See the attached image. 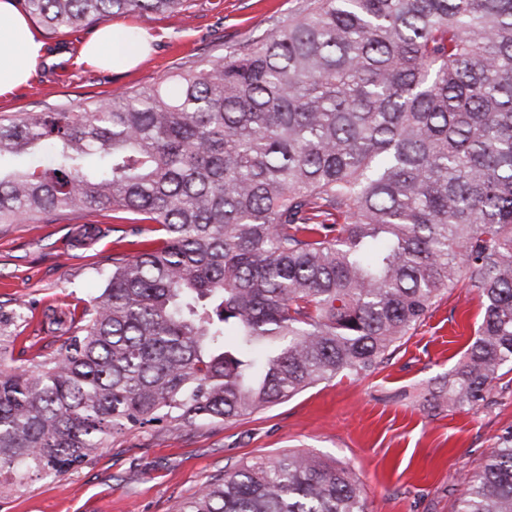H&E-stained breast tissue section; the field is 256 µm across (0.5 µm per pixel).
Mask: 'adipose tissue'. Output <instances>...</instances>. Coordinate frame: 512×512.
Wrapping results in <instances>:
<instances>
[{
  "label": "adipose tissue",
  "mask_w": 512,
  "mask_h": 512,
  "mask_svg": "<svg viewBox=\"0 0 512 512\" xmlns=\"http://www.w3.org/2000/svg\"><path fill=\"white\" fill-rule=\"evenodd\" d=\"M44 46L13 0H0V95L13 92L30 79ZM147 37L121 24H104L81 48L78 60L98 68L127 70L147 54Z\"/></svg>",
  "instance_id": "1"
}]
</instances>
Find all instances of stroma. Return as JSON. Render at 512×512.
<instances>
[{"label":"stroma","mask_w":512,"mask_h":512,"mask_svg":"<svg viewBox=\"0 0 512 512\" xmlns=\"http://www.w3.org/2000/svg\"><path fill=\"white\" fill-rule=\"evenodd\" d=\"M302 0H189L173 16L126 15L152 51L136 67L96 69L78 62L96 33L37 28L44 54L29 82L0 96V114L75 107L144 89L202 63L222 48L243 49L287 22ZM74 217L46 224H0V301L41 315L49 306L85 304L112 266L116 236L135 253L138 225L104 234L88 249L70 245ZM482 313L465 284L442 292L423 323L373 373L335 378L290 400L221 424L157 423L116 435L81 466L52 479L34 477L0 495V512H176L179 503L225 467L288 451L337 460L358 479L368 512H451L462 479L512 428V381L501 379L486 403L431 408L440 378L473 340Z\"/></svg>","instance_id":"35a3bbf8"}]
</instances>
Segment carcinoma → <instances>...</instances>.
Instances as JSON below:
<instances>
[{
    "instance_id": "1",
    "label": "carcinoma",
    "mask_w": 512,
    "mask_h": 512,
    "mask_svg": "<svg viewBox=\"0 0 512 512\" xmlns=\"http://www.w3.org/2000/svg\"><path fill=\"white\" fill-rule=\"evenodd\" d=\"M187 0H22L51 32ZM76 108L0 116V224L112 211L154 237L26 358L0 306V494L151 423L229 422L367 375L442 290L475 289L441 377L474 407L512 372V0H313L244 53ZM100 228L83 224L73 247ZM453 512H512V428ZM177 512H367L316 453L261 457Z\"/></svg>"
}]
</instances>
